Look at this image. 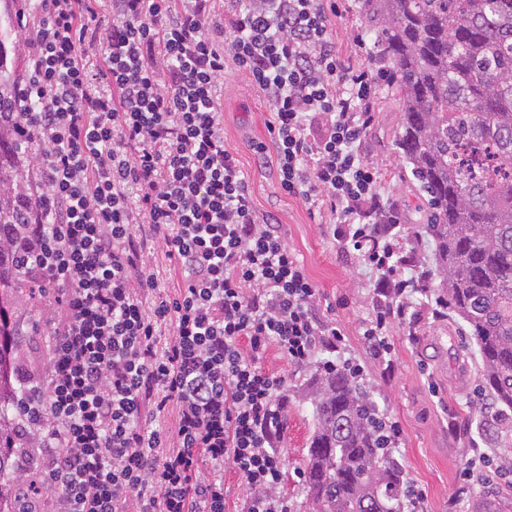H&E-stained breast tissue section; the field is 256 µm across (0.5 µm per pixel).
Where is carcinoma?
Returning <instances> with one entry per match:
<instances>
[{"mask_svg": "<svg viewBox=\"0 0 512 512\" xmlns=\"http://www.w3.org/2000/svg\"><path fill=\"white\" fill-rule=\"evenodd\" d=\"M381 20L379 42L403 103L398 139L427 194L424 232L436 244L442 296L467 325L480 361L479 393L490 398L498 434L512 433V0H364ZM11 48L0 32V512L15 503L12 456L22 387L4 321L35 286L8 247L26 223ZM315 422L303 459L312 512H398L404 493L384 453L388 429L359 384L342 372L318 378Z\"/></svg>", "mask_w": 512, "mask_h": 512, "instance_id": "carcinoma-1", "label": "carcinoma"}]
</instances>
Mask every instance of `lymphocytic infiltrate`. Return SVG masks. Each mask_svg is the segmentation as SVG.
Returning a JSON list of instances; mask_svg holds the SVG:
<instances>
[{
	"label": "lymphocytic infiltrate",
	"mask_w": 512,
	"mask_h": 512,
	"mask_svg": "<svg viewBox=\"0 0 512 512\" xmlns=\"http://www.w3.org/2000/svg\"><path fill=\"white\" fill-rule=\"evenodd\" d=\"M16 0L15 120L40 192L9 245L55 318L45 376L16 425L54 512H294L281 490L289 365L348 366L342 331L224 145L216 87L234 63L267 98L280 185L330 217L338 252L376 274L363 337L379 361L418 306L448 305L419 266L362 144L389 70L344 63L334 0ZM180 274L162 288L155 250ZM170 336H162L163 327ZM176 406L174 427L164 417ZM244 490L243 480L231 465L224 466V491L227 494L228 509L233 511L239 504Z\"/></svg>",
	"instance_id": "obj_1"
}]
</instances>
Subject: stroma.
Wrapping results in <instances>:
<instances>
[{"instance_id": "stroma-1", "label": "stroma", "mask_w": 512, "mask_h": 512, "mask_svg": "<svg viewBox=\"0 0 512 512\" xmlns=\"http://www.w3.org/2000/svg\"><path fill=\"white\" fill-rule=\"evenodd\" d=\"M336 5L338 14L331 20L336 50L345 62L356 66L365 63L366 49L374 45L378 27L363 11L361 0H336ZM358 33L364 35L366 48L356 45L354 36ZM217 96L224 107V144L241 162L257 211L280 224L289 246L332 304L327 319L345 334L352 357L363 368L367 390L403 430L392 457L401 466L404 480L425 490L428 512H484L490 504L497 512H512V480L467 485L460 479L467 458L492 453L499 459H512V450L489 432L473 403L478 384L475 344L463 336L453 319L437 320L425 314L412 328L393 329L391 364L374 360L361 337L370 313L372 273L361 263L341 256L325 225L312 217L301 200L281 188L274 152L257 149L259 143L269 140L268 104L248 76L228 67ZM401 115L398 95L390 87L379 86L376 119L367 133L364 152L379 171L384 194L407 231V260L431 266L435 263V244L423 230L426 196L409 176V166L397 147ZM10 321L23 330L15 339L22 360L45 370L51 328L44 300L16 305ZM264 366L284 375L291 393L283 432V491L295 512H309L298 472L314 419L308 384L313 371L289 367L273 350L268 352Z\"/></svg>"}]
</instances>
